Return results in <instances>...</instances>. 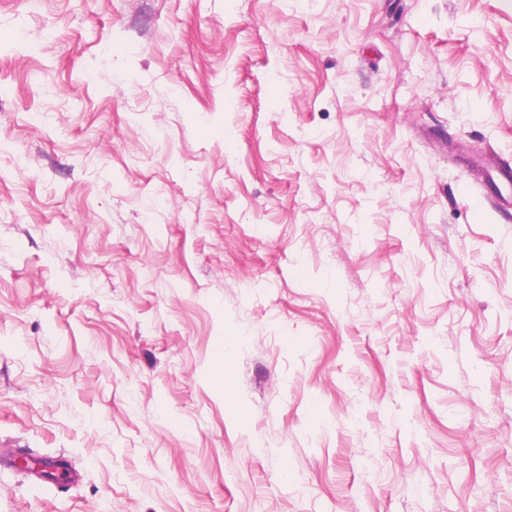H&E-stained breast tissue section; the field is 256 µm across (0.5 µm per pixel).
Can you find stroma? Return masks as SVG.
<instances>
[{
    "label": "stroma",
    "instance_id": "stroma-1",
    "mask_svg": "<svg viewBox=\"0 0 512 512\" xmlns=\"http://www.w3.org/2000/svg\"><path fill=\"white\" fill-rule=\"evenodd\" d=\"M0 34V512H512V0Z\"/></svg>",
    "mask_w": 512,
    "mask_h": 512
}]
</instances>
